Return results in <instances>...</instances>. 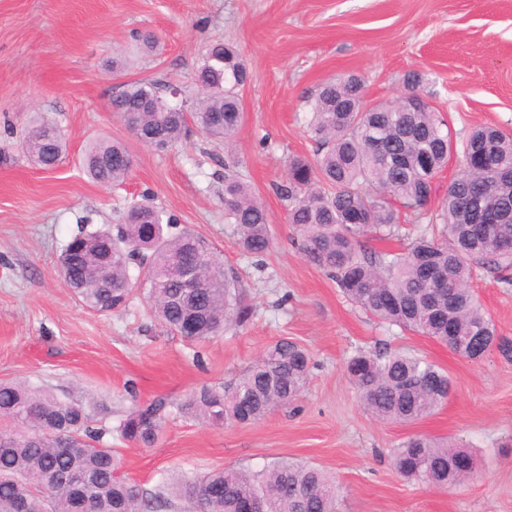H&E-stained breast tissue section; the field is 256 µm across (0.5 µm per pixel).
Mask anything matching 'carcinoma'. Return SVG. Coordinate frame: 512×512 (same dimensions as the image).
<instances>
[{"label":"carcinoma","instance_id":"obj_1","mask_svg":"<svg viewBox=\"0 0 512 512\" xmlns=\"http://www.w3.org/2000/svg\"><path fill=\"white\" fill-rule=\"evenodd\" d=\"M194 80L203 90L190 111L169 108L158 87L131 82L112 99V112L140 142L164 149L181 142L190 127L229 146L242 121L237 92L247 80L238 52L221 41L202 56ZM308 132L316 158L294 157L277 193L288 201V223L308 260L335 280L345 296L381 323L397 326L471 358L493 348L511 352L472 288L479 273L500 275L511 284L512 134L497 128L472 131L463 145L465 165L448 185L442 212L428 215L436 174L453 152L447 124L428 102L416 112L395 103L372 105L355 76L325 82L310 102ZM18 145L46 170L66 153L64 134L46 114L30 113ZM83 166L94 181L123 183L132 157L118 141L97 138L86 147ZM234 157L213 178L224 182V224L238 246L253 258L273 248L268 214L252 188L234 173ZM415 208L442 238L422 231L401 252L366 254L361 238L391 236L400 227V208ZM173 214L149 195L130 202L117 223L79 228L59 262L73 295L88 309L107 314L126 306L135 289L147 292L153 315L172 333L185 326V340L204 343L250 311L238 279L216 259L211 245L193 230L178 228ZM203 248L196 287L182 283L184 269ZM138 275H130V267ZM313 362L298 343L269 345L230 386H204L178 408L205 425L263 418L288 407L304 390ZM352 383L366 410L388 422H415L442 406L451 382L435 364L403 351L360 353L349 362ZM171 403L155 398L137 403L118 426L139 446L158 441ZM0 512H16L27 495L37 512H238L239 505L266 496L270 512H337L336 486L316 466L276 461L247 473L217 469L196 479L173 478L152 489L122 477L99 423L79 400L64 401L51 390L25 383H0ZM458 448L424 435L404 441L392 453L396 471L409 481L437 488L463 481L453 467ZM208 484L224 485V502L202 497Z\"/></svg>","mask_w":512,"mask_h":512}]
</instances>
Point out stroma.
<instances>
[{
    "mask_svg": "<svg viewBox=\"0 0 512 512\" xmlns=\"http://www.w3.org/2000/svg\"><path fill=\"white\" fill-rule=\"evenodd\" d=\"M147 33L158 39L151 53L139 49ZM216 40L236 47L249 69L232 148L195 131L164 150L138 141L113 114V97L143 80L165 95L178 89L175 105L189 107L201 95L195 69ZM116 58L123 67L113 68ZM351 74L373 102L393 101L409 75L421 78L455 143L434 180L430 207L439 209L463 168L470 130L512 134V0H0V382L24 380L85 402L112 429L123 475L147 488L172 474L288 460L334 477L338 512H512V353L471 361L378 323L308 261L274 190L289 159L316 152L309 100L327 79ZM33 111L66 138L56 170L34 167L18 147L14 131ZM97 136L124 143L132 156L120 186L96 183L81 167ZM230 155L269 215L274 247L260 264L224 231V186L212 174ZM146 190L237 272L250 308L245 323L197 346L151 318L146 292L100 315L66 287L58 257L80 225L115 224ZM473 288L512 344V287L487 275ZM282 338L304 345L315 364L294 408L220 426L177 410L191 392L233 382ZM384 346L448 374L451 393L434 414L404 423L365 411L347 363ZM160 395L175 408L158 443L123 440L116 428L135 400ZM415 434L467 448L476 474L454 489L406 480L390 454Z\"/></svg>",
    "mask_w": 512,
    "mask_h": 512,
    "instance_id": "stroma-1",
    "label": "stroma"
}]
</instances>
